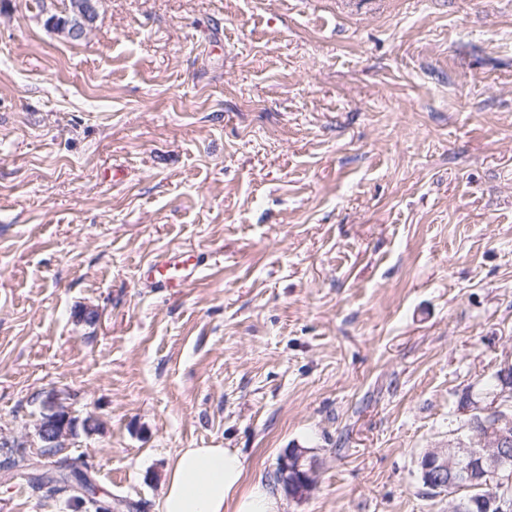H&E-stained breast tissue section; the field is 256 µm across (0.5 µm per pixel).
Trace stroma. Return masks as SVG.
Masks as SVG:
<instances>
[{
	"mask_svg": "<svg viewBox=\"0 0 512 512\" xmlns=\"http://www.w3.org/2000/svg\"><path fill=\"white\" fill-rule=\"evenodd\" d=\"M0 0V437L94 427L112 512L234 448L281 512H451L419 461L512 363V0ZM192 251L201 274L149 286ZM0 512H70L25 474ZM73 1L75 0H62L63 7L59 13H53L50 17L48 16L45 20V25H49L53 19H57L61 21L62 19L67 20V16L63 13H67V15L74 19L75 14L73 12ZM81 2L75 8L76 17L74 20H68L66 22H60V28H64V33L70 39H82L84 38L88 31L91 29L92 25L96 21L98 17V11L100 6V0H80ZM66 2V4H65ZM47 21V23H46ZM53 21L51 22V25ZM58 26V22L52 25L53 28ZM48 27V26H47ZM198 275L191 256L184 253L181 261L169 260L150 264L146 281L162 288H184L192 283ZM73 415L68 409L56 410V415L52 418L51 423L43 431L44 438L52 443H58L60 447L63 445V440L72 436V430H76L79 425L84 427L86 431L92 429L90 421H80L73 419ZM305 454H306L305 450L298 449L296 452H288L285 455L281 456L279 459V462H278V465L280 468V473H279L280 480L283 483L284 487L286 488L287 494H288V488L290 487L289 489L292 492L289 494V496L294 499L304 498L305 495L311 489L312 484H313L312 483V472L313 471H312L311 467L307 468V466L309 464L306 463ZM301 464L304 466L303 469H302ZM306 468H307V470L303 473L304 478H303L301 484L298 486L296 485L295 490H293L294 488H293L292 484L290 486H288V482H289L288 474L294 473L295 471L302 472L301 469L305 470Z\"/></svg>",
	"mask_w": 512,
	"mask_h": 512,
	"instance_id": "obj_1",
	"label": "stroma"
}]
</instances>
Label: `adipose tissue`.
Instances as JSON below:
<instances>
[{
	"label": "adipose tissue",
	"instance_id": "1",
	"mask_svg": "<svg viewBox=\"0 0 512 512\" xmlns=\"http://www.w3.org/2000/svg\"><path fill=\"white\" fill-rule=\"evenodd\" d=\"M244 476L234 449H180L168 464L159 512H280L266 483Z\"/></svg>",
	"mask_w": 512,
	"mask_h": 512
}]
</instances>
